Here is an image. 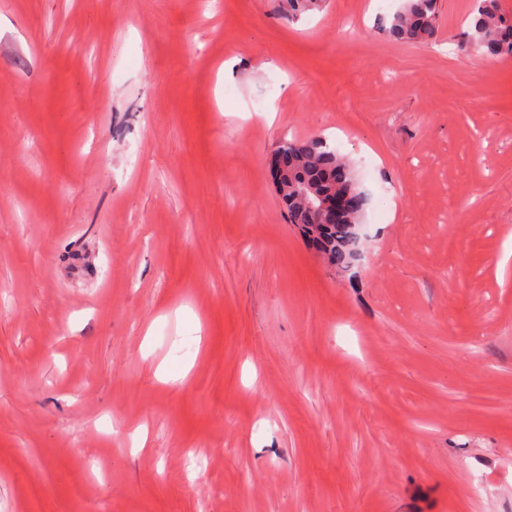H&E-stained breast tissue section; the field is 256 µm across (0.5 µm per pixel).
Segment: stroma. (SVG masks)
I'll list each match as a JSON object with an SVG mask.
<instances>
[{"mask_svg":"<svg viewBox=\"0 0 512 512\" xmlns=\"http://www.w3.org/2000/svg\"><path fill=\"white\" fill-rule=\"evenodd\" d=\"M403 3L0 0V512H512V66ZM311 136L348 271L270 175ZM395 13L387 29L395 41L425 44L437 30V0H406ZM274 154L283 175L281 178L277 173L274 162L272 178L274 182L281 179L276 190L288 209L290 223L300 225L313 246L333 265L349 269L355 261L357 240L348 227L360 224L366 206V194L360 188L354 166L321 136L284 141ZM309 186L321 195L347 199V213L340 224L320 222L316 197Z\"/></svg>","mask_w":512,"mask_h":512,"instance_id":"stroma-1","label":"stroma"}]
</instances>
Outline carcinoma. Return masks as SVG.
<instances>
[{
	"label": "carcinoma",
	"mask_w": 512,
	"mask_h": 512,
	"mask_svg": "<svg viewBox=\"0 0 512 512\" xmlns=\"http://www.w3.org/2000/svg\"><path fill=\"white\" fill-rule=\"evenodd\" d=\"M474 15L465 34V45L480 59L512 57V15H505L499 0H475ZM319 5V0H286L288 19ZM437 30V0H406L387 29L395 41L425 44ZM283 175L277 193L288 209L290 223L300 225L313 246L340 269L355 261L357 240L349 225L360 223L366 194L354 166L315 136L282 142L275 151ZM347 199V213L339 224H323L315 194Z\"/></svg>",
	"instance_id": "carcinoma-1"
}]
</instances>
